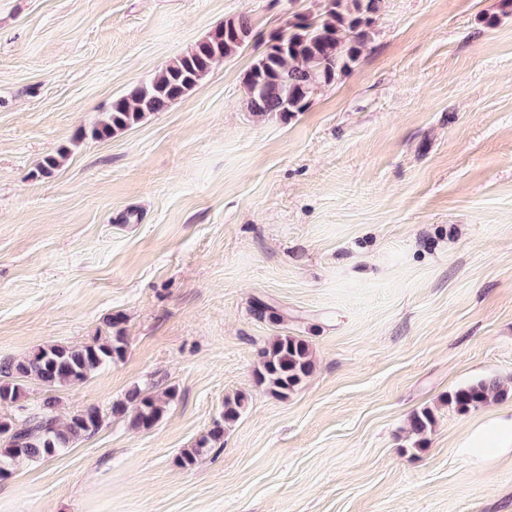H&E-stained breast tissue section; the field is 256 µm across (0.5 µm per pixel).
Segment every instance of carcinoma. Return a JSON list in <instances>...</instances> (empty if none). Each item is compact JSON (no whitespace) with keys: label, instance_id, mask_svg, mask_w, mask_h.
Segmentation results:
<instances>
[{"label":"carcinoma","instance_id":"1","mask_svg":"<svg viewBox=\"0 0 512 512\" xmlns=\"http://www.w3.org/2000/svg\"><path fill=\"white\" fill-rule=\"evenodd\" d=\"M377 12V0H329L327 9L315 20L295 15L288 30L271 37L279 45L266 46L244 76L250 111H306L318 88L334 83L357 61L374 33V25L364 22V18ZM251 38L252 26L247 16L224 20L187 52L168 62L151 80L113 99L105 117L91 128V138L109 139L148 115L165 111L193 91L215 62L236 54ZM121 323L119 314L110 318L109 335L97 336L87 345L52 344L38 347L21 359L0 362V404L20 401L30 381L48 389L82 382L105 365L123 359L128 341ZM313 369V352L306 340L278 335L261 349L255 377L271 395L285 399ZM501 393L497 380H480L449 394L448 405L464 414ZM174 396L172 389L151 394L136 388L125 400L112 405V414L128 419L134 429H149L159 421ZM54 406L52 396L45 398L37 409L19 406L23 411L20 425L10 418H0V476L21 460L51 457L96 433L103 425V417L96 408L61 421L54 415ZM244 407L242 395L225 399L220 418L192 447L180 452L178 464L191 466L202 455L224 447V433L239 419ZM435 423V415L428 408L413 413L409 426L417 437L414 446L423 445L424 435Z\"/></svg>","mask_w":512,"mask_h":512}]
</instances>
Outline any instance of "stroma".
Wrapping results in <instances>:
<instances>
[{
	"label": "stroma",
	"mask_w": 512,
	"mask_h": 512,
	"mask_svg": "<svg viewBox=\"0 0 512 512\" xmlns=\"http://www.w3.org/2000/svg\"><path fill=\"white\" fill-rule=\"evenodd\" d=\"M327 4L0 0V359L90 343L117 314L128 338L86 381L0 404L104 417L0 478V512H512V457L479 471L458 449L512 411V0H378L371 41L306 111L250 112L262 39ZM241 14L254 41L190 95L87 137ZM283 334L315 357L285 400L254 377ZM479 379L504 394L448 406ZM135 388L176 392L151 429L111 414ZM240 393L223 448L180 467ZM436 419L432 410L428 408H424L421 411H416L413 413L410 418V431L411 433L418 437V439L414 442V447H419L423 445L425 438L423 437L429 431L432 430V427L435 425Z\"/></svg>",
	"instance_id": "stroma-1"
}]
</instances>
